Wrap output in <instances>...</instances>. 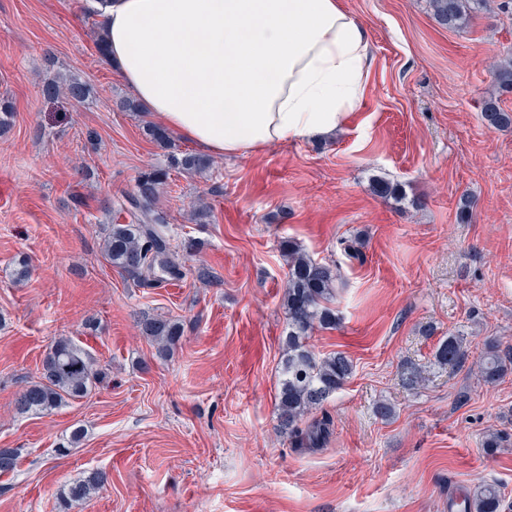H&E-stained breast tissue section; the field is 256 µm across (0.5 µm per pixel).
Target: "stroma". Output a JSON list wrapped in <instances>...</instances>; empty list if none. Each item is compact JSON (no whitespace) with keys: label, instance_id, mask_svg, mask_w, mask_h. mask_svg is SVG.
<instances>
[{"label":"stroma","instance_id":"obj_1","mask_svg":"<svg viewBox=\"0 0 512 512\" xmlns=\"http://www.w3.org/2000/svg\"><path fill=\"white\" fill-rule=\"evenodd\" d=\"M339 2L369 39L360 102L334 134L171 173L158 205L172 245L196 250L182 283L143 288L103 241L106 202L168 163L144 132L152 116L113 109L132 92L97 52L91 0H0V98L13 104L0 133L12 194L0 205V448L21 451L0 475V512H459L483 483L512 512V128L480 112L492 61L512 57V0H489L460 32L428 0ZM69 75L90 81L86 102L43 95ZM376 177L405 201L375 196ZM289 239L344 283L336 328L310 339L354 364L318 448L275 418ZM203 265L210 280L196 277ZM145 316L182 323L169 359L139 336ZM449 336L466 350L454 367L434 358ZM62 337L103 382L52 414L17 415ZM491 344L508 371L488 384L478 361ZM414 368L426 383L410 390ZM78 426L82 441L60 452ZM493 432L501 447H485ZM96 469L106 490L64 506L61 492Z\"/></svg>","mask_w":512,"mask_h":512}]
</instances>
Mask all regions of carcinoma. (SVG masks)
I'll return each instance as SVG.
<instances>
[{
    "instance_id": "1",
    "label": "carcinoma",
    "mask_w": 512,
    "mask_h": 512,
    "mask_svg": "<svg viewBox=\"0 0 512 512\" xmlns=\"http://www.w3.org/2000/svg\"><path fill=\"white\" fill-rule=\"evenodd\" d=\"M483 0H429L435 20L452 30L464 29L474 10ZM490 73L503 92L512 91V59H503L490 66ZM49 98L63 95L82 102L90 95L86 81L76 76L55 78L43 88ZM485 123L494 129L512 127V113L500 107L498 99L488 97L481 107ZM146 135L164 148L173 147L172 136L157 124L146 127ZM212 167L206 156L182 151L169 157L168 167L143 173L136 191L109 207L111 218L104 240V252L112 266L126 273L138 286L154 287L169 281H178L185 275L179 254L195 250V241L187 238L179 248L168 239V222L158 207L160 190L170 178V171L200 173ZM372 193L380 198L399 199L403 196L400 184L378 179ZM287 280L284 308L287 323L284 344L286 356L281 372L276 403V418L281 431L298 433L309 445L319 446L330 435L332 420L323 413L324 404L351 378L353 361L342 352L318 356L308 340L317 329L336 325V312L331 304L336 298L338 277L327 264L319 262L288 240ZM140 331L155 347L161 358L173 354L183 336L180 324L170 318H145ZM465 357L463 342L450 336L439 345L435 358L441 365H457ZM482 378L487 383L497 382L505 373L506 365L496 351L489 347L480 361ZM99 372L88 353L68 338L54 342L45 356L40 377L28 383L15 401L20 414H50L71 401L84 398L97 385ZM321 412V417L300 428L304 418ZM20 458L18 448H0V474L16 469ZM108 475L94 470L73 483L66 498L71 502L84 501L100 492ZM502 495L494 484L478 488L468 499L469 512H501Z\"/></svg>"
}]
</instances>
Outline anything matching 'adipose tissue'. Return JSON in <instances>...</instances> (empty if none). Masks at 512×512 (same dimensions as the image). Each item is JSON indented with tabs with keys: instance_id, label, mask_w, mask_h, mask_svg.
<instances>
[{
	"instance_id": "adipose-tissue-1",
	"label": "adipose tissue",
	"mask_w": 512,
	"mask_h": 512,
	"mask_svg": "<svg viewBox=\"0 0 512 512\" xmlns=\"http://www.w3.org/2000/svg\"><path fill=\"white\" fill-rule=\"evenodd\" d=\"M108 57L174 135L217 157L333 132L359 102L365 28L337 0H97Z\"/></svg>"
}]
</instances>
